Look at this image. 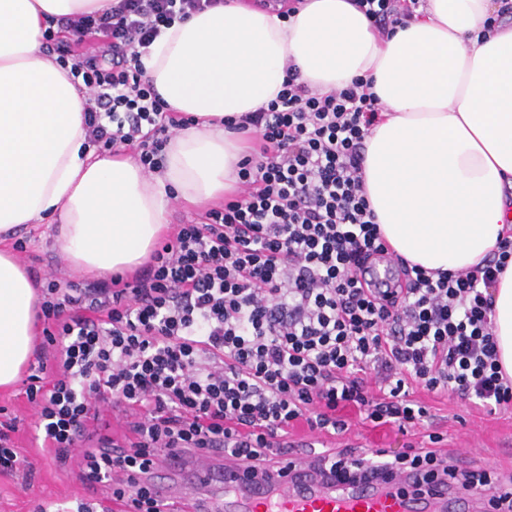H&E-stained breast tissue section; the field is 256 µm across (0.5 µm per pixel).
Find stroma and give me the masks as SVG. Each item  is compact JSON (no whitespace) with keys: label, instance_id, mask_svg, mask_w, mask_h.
Here are the masks:
<instances>
[{"label":"stroma","instance_id":"obj_1","mask_svg":"<svg viewBox=\"0 0 512 512\" xmlns=\"http://www.w3.org/2000/svg\"><path fill=\"white\" fill-rule=\"evenodd\" d=\"M54 227L50 224H27L15 230L14 239L26 242L19 262L28 267L38 280L57 278L80 284L91 283L89 275L71 268L55 246ZM24 381L6 390L0 389V422L16 420L12 438L16 448L35 466L32 477L23 472L0 477V512H34L37 504L53 503L60 512L72 507L74 499L95 501L99 491L88 489L77 477L75 465H61L42 446V433L36 427L37 415L25 394ZM416 399L429 409L430 416L408 434L393 427H373L359 414L351 416L350 443L361 448H381L388 455L405 451L407 445L429 447L430 433H439L443 447L459 460L461 466L476 463L487 469L512 471V410L487 413L456 397H433L416 390Z\"/></svg>","mask_w":512,"mask_h":512}]
</instances>
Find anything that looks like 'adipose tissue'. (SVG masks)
Listing matches in <instances>:
<instances>
[{
    "instance_id": "obj_1",
    "label": "adipose tissue",
    "mask_w": 512,
    "mask_h": 512,
    "mask_svg": "<svg viewBox=\"0 0 512 512\" xmlns=\"http://www.w3.org/2000/svg\"><path fill=\"white\" fill-rule=\"evenodd\" d=\"M111 5L0 0V389L33 353L37 299L6 233L48 222L75 270H134L167 229L170 194L201 207L236 192L249 144L223 120L276 99L291 63L323 95L372 79L380 121L366 138L363 187L397 255L457 272L512 234L507 0H426L385 37L352 0H302L286 18L254 0L193 14L142 58L160 97L195 120L170 138L152 174L133 154H98L84 126L85 94L44 50L59 17ZM493 296V334L512 376V264Z\"/></svg>"
}]
</instances>
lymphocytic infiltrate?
I'll return each mask as SVG.
<instances>
[{"mask_svg": "<svg viewBox=\"0 0 512 512\" xmlns=\"http://www.w3.org/2000/svg\"><path fill=\"white\" fill-rule=\"evenodd\" d=\"M221 2L113 0L103 13L60 18L76 42L99 33L112 51L111 65L86 53L68 71L89 97L84 124L99 151L131 149L145 170L160 168L171 133L192 120L170 110L141 58L163 29ZM419 3L354 0L383 34ZM378 112L370 81L320 95L288 66L276 99L233 125L259 141L239 165L237 198L204 222L175 225L132 281L42 286L43 341L25 393L46 447L59 461L76 459L103 502L169 512L142 479L159 454L221 450L258 471L290 454L297 425L346 433L348 407L408 431L428 415L411 397L416 388L512 408L491 320L512 240L456 273L395 256L363 189L364 139ZM383 259L398 270L394 282L369 277ZM96 401L134 410L121 440L89 434ZM430 441L379 462L328 448L311 464L338 481L459 475L465 490L489 492L494 512H512V494L490 473L458 471L439 436Z\"/></svg>", "mask_w": 512, "mask_h": 512, "instance_id": "lymphocytic-infiltrate-1", "label": "lymphocytic infiltrate"}]
</instances>
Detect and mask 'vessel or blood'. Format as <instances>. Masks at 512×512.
Instances as JSON below:
<instances>
[{
	"label": "vessel or blood",
	"instance_id": "obj_1",
	"mask_svg": "<svg viewBox=\"0 0 512 512\" xmlns=\"http://www.w3.org/2000/svg\"><path fill=\"white\" fill-rule=\"evenodd\" d=\"M147 479L166 501L185 500L192 491L219 494V512H454L461 500L444 483L429 494H416L412 474L397 484L336 485L303 460L275 459L256 476L221 453L206 460L192 454L160 456Z\"/></svg>",
	"mask_w": 512,
	"mask_h": 512
}]
</instances>
